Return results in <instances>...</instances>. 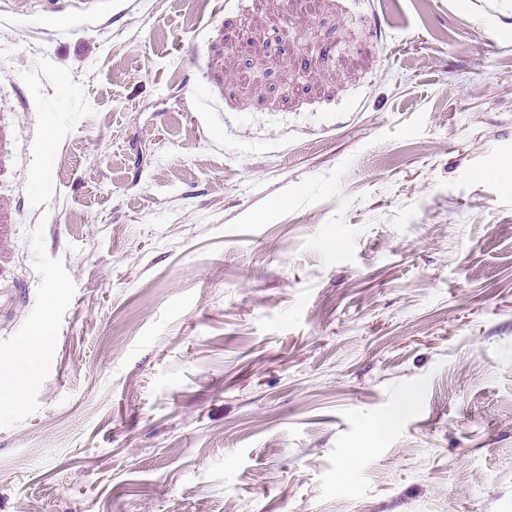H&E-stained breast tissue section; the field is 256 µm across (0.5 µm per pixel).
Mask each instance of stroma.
Masks as SVG:
<instances>
[{
  "label": "stroma",
  "instance_id": "obj_1",
  "mask_svg": "<svg viewBox=\"0 0 512 512\" xmlns=\"http://www.w3.org/2000/svg\"><path fill=\"white\" fill-rule=\"evenodd\" d=\"M508 163L512 0H0V339L76 284L0 512H512Z\"/></svg>",
  "mask_w": 512,
  "mask_h": 512
}]
</instances>
